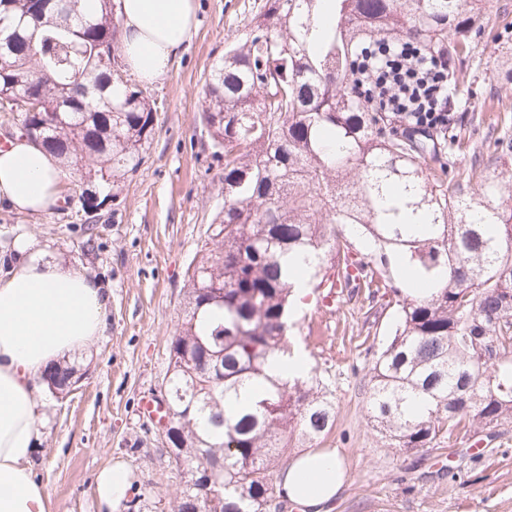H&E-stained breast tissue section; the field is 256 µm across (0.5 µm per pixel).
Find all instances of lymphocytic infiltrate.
I'll return each instance as SVG.
<instances>
[{"label": "lymphocytic infiltrate", "instance_id": "1", "mask_svg": "<svg viewBox=\"0 0 512 512\" xmlns=\"http://www.w3.org/2000/svg\"><path fill=\"white\" fill-rule=\"evenodd\" d=\"M354 83L361 99L389 109L417 133L446 129L451 121L448 64L409 41L361 47Z\"/></svg>", "mask_w": 512, "mask_h": 512}]
</instances>
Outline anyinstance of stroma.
<instances>
[{
	"label": "stroma",
	"instance_id": "35a3bbf8",
	"mask_svg": "<svg viewBox=\"0 0 512 512\" xmlns=\"http://www.w3.org/2000/svg\"><path fill=\"white\" fill-rule=\"evenodd\" d=\"M266 0H196L197 31L153 89L164 105L145 163L119 184L68 175L53 214L16 211L0 200V267L16 238L31 239L110 292L103 336L70 357L82 373L70 393L39 383L46 403L41 449L30 463L51 512H101L98 473L114 461L133 474L120 512H172L182 474L157 425L141 417L159 395L169 346L181 324L186 270L224 205V162L214 157L197 113L205 77L228 43L244 39ZM489 24L452 71L466 83L441 145L449 173L472 172V189L495 185L493 203L512 209V0H486ZM323 310L315 294L294 310L292 351L332 393L336 421L317 447L336 449L348 479L331 512H512V425L461 434L454 450L389 447L367 412L371 361L361 342L383 347L396 320L364 323L369 304L340 296Z\"/></svg>",
	"mask_w": 512,
	"mask_h": 512
}]
</instances>
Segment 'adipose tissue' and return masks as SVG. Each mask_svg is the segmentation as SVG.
<instances>
[{
    "label": "adipose tissue",
    "instance_id": "adipose-tissue-1",
    "mask_svg": "<svg viewBox=\"0 0 512 512\" xmlns=\"http://www.w3.org/2000/svg\"><path fill=\"white\" fill-rule=\"evenodd\" d=\"M120 11L126 66L142 82L158 81L192 40L195 0H121ZM62 178L54 159L26 140L0 149V199L16 210L51 213ZM15 248V266L0 272V512H50L29 469L45 417L34 381L104 333L109 295L26 238ZM344 480L336 452L310 450L284 468L281 486L301 512H328ZM131 488V471L118 460L100 473L96 494L115 512Z\"/></svg>",
    "mask_w": 512,
    "mask_h": 512
}]
</instances>
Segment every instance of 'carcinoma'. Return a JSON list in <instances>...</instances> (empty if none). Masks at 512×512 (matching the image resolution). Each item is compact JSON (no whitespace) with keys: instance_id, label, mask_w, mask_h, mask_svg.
<instances>
[{"instance_id":"cac0c4a2","label":"carcinoma","mask_w":512,"mask_h":512,"mask_svg":"<svg viewBox=\"0 0 512 512\" xmlns=\"http://www.w3.org/2000/svg\"><path fill=\"white\" fill-rule=\"evenodd\" d=\"M108 2L80 12L79 0H50L36 15L33 0H0L10 63L0 101H38L37 112L10 110L12 120L61 168L85 158L94 175L118 179L144 163L159 106L128 68L127 81L110 80L104 59L124 60ZM322 2L267 0L205 80L200 120L224 158V209L188 266V308L162 383L180 422V512L205 507L202 487L215 502L208 512H282L271 474L284 452L332 430L335 405L317 375L266 374L268 358L288 351L301 283L395 309L366 406L390 445L434 448L512 424V213L465 192L464 174L448 179L438 145L399 130L354 85L364 43L415 40L460 57L483 0H328L320 29ZM201 343L224 381L185 362ZM78 373L67 364L48 378L64 392ZM247 386L263 393L226 408Z\"/></svg>"}]
</instances>
